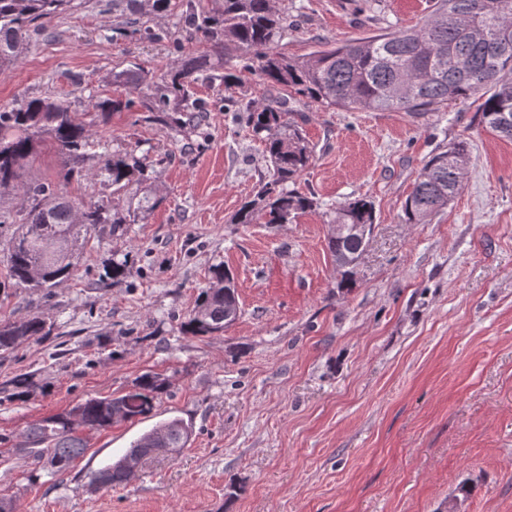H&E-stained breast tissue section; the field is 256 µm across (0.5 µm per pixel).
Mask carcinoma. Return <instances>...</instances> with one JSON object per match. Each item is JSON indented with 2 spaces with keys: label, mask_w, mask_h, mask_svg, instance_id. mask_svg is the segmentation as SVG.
Returning <instances> with one entry per match:
<instances>
[{
  "label": "carcinoma",
  "mask_w": 512,
  "mask_h": 512,
  "mask_svg": "<svg viewBox=\"0 0 512 512\" xmlns=\"http://www.w3.org/2000/svg\"><path fill=\"white\" fill-rule=\"evenodd\" d=\"M172 0H108L112 14L127 19L152 18L171 10ZM71 0H0V68L22 60L31 33L63 11ZM182 31L187 40H199L213 51H240L241 69L257 74L270 86H286L325 107L343 109H393L403 112H435L450 102L483 93L479 105L481 123L500 138L512 141V0H435L419 26L360 38L330 46L302 59L274 50L287 18L275 0H216L207 7L202 0H186ZM220 76L208 65L207 56L190 59L155 77L140 65L114 75V81L150 93L140 102L131 99L98 100L80 115L62 102L32 98L18 106L0 107V188L13 187L26 206L17 221L0 213V226L17 224L0 239L6 271L0 290L31 288L51 294L69 279L79 240L99 224H129L131 216L152 210L157 201L145 195L136 206L124 210L118 203L84 204L72 200L54 182L21 183L24 161L33 153L37 139L48 136L62 161V181L69 182L79 170L71 164L98 156L101 142L92 138L87 116L96 117L121 107L140 105L147 119L177 124L174 112H199L201 105L193 86ZM283 103L272 98L247 113L246 124L264 144L272 173L256 187L252 199L237 212V224H288L314 206L313 198L289 183L312 164L313 153L302 130L285 119ZM468 143L461 139L432 155L417 176L403 208L406 224H423L459 193L469 164ZM146 158L129 151L109 159L96 175L111 182L112 193L126 188L136 175L147 178ZM329 223L345 229L332 234L328 249L345 261L339 288H350L366 239L353 231L355 224H374L371 202H347L330 214ZM237 293L232 273L222 265L213 268L208 285L201 289L195 307L183 324L193 336L224 332L239 317L231 297ZM52 334L42 315L0 321V355L19 345ZM165 381L144 374L134 389L113 397L89 398L66 413L46 417L28 427L21 452L47 459L62 474L85 451L81 428L106 430L120 422L134 421L152 413ZM190 426L179 417L169 418L135 440L116 462L92 478L97 488L121 485L135 473L131 463H141L158 450L184 447Z\"/></svg>",
  "instance_id": "carcinoma-1"
}]
</instances>
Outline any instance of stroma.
Here are the masks:
<instances>
[{"instance_id": "1", "label": "stroma", "mask_w": 512, "mask_h": 512, "mask_svg": "<svg viewBox=\"0 0 512 512\" xmlns=\"http://www.w3.org/2000/svg\"><path fill=\"white\" fill-rule=\"evenodd\" d=\"M148 38L101 8L72 0L32 33L21 64L0 68V106L51 97L85 112L125 99L113 76L138 63L161 74L205 44L181 41L177 6ZM290 27L279 52L411 27L429 0H276ZM195 88L200 127L170 128L123 109L95 121L106 154L148 153V180L129 194L156 207L81 242L71 279L52 298L25 288L0 296V319L40 313L50 339L0 357V498L20 512H512V141L480 122L477 99L436 112L323 107L287 98L314 159L294 184L315 205L288 224H237L269 164L233 102L261 107L274 88L229 68ZM466 140L470 163L446 208L402 220L432 154ZM372 203L375 224L339 290L328 250L330 214ZM125 277L105 276L112 256ZM235 276L240 316L223 334L183 323L215 265ZM166 388L145 418L81 430L86 451L58 476L18 454L29 425L91 397L121 395L145 373ZM27 376L23 392L12 380ZM172 417L184 448L158 453L128 483L93 488V473Z\"/></svg>"}]
</instances>
